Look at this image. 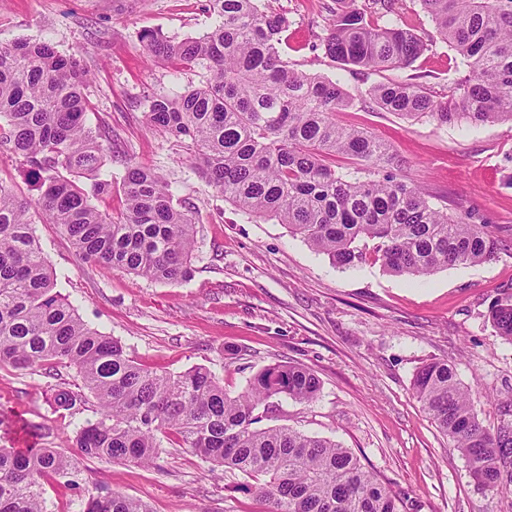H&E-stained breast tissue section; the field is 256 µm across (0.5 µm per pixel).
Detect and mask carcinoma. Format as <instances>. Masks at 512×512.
<instances>
[{
    "instance_id": "obj_1",
    "label": "carcinoma",
    "mask_w": 512,
    "mask_h": 512,
    "mask_svg": "<svg viewBox=\"0 0 512 512\" xmlns=\"http://www.w3.org/2000/svg\"><path fill=\"white\" fill-rule=\"evenodd\" d=\"M213 17L200 37L169 39L145 29L140 41L154 58L203 71L199 86L151 101L147 117L188 143L197 171L237 209L274 218L333 263L362 259L373 242L392 273L425 277L448 266L499 257L503 241L490 224L434 208L422 190L387 171L391 146L362 129L336 124L353 98L339 82L288 67L279 54L283 13L260 0H207ZM395 0H336L324 54L362 74L412 66L427 44L388 19ZM440 36L459 54L466 76L444 99L411 80L376 84L366 95L381 110L441 125L512 123V0H419ZM374 13L383 23L373 24ZM88 71L74 54L46 40L0 45V147L23 157L35 201L0 181V365L73 368L95 398L96 417L78 425L75 448L86 459L151 464L160 437L245 477L238 490L268 502V512H399L396 497L356 456L335 442L290 427L258 429L280 396L310 403L316 375L276 363L256 372L231 396L210 370L176 375L147 370L121 342L88 327L55 290L56 274L33 232L35 219L59 226L84 262L148 279L178 283L194 272L195 207L175 198L154 170L130 166L121 189L124 210L104 214L90 197L112 191L100 135L87 125ZM355 161L336 170V156ZM83 177L89 187L79 185ZM497 335L512 343V299L489 307ZM413 393L465 458L481 488L512 484V410L490 429L474 410V394L452 365L432 359L417 371ZM54 403L72 410L83 396L59 388ZM0 448V512H51L41 492L47 478L81 489L75 459L38 443ZM82 512H149L114 491L90 493Z\"/></svg>"
}]
</instances>
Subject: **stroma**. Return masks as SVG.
<instances>
[{"mask_svg":"<svg viewBox=\"0 0 512 512\" xmlns=\"http://www.w3.org/2000/svg\"><path fill=\"white\" fill-rule=\"evenodd\" d=\"M205 0H0V44L50 41L81 58L91 74L87 123L112 137L110 193L92 198L103 213L124 208L121 181L131 165L171 182L199 212L192 263L182 283L157 282L82 262L54 224L33 226L57 274L56 288L92 329L118 338L142 367L179 373L212 371L226 392H242L258 370L275 363L310 369L320 380L316 401L275 402L261 427L287 426L348 448L402 498L401 512H512V491L478 489L458 449L440 433L413 394L418 368L433 358L454 364L467 388L480 390L475 411L496 426L512 405V343L489 319L498 298L512 296V124L437 125L362 102L369 86L415 79L445 97L467 73L438 35L419 0H401L396 20L427 43L409 68L366 76L327 57L335 0H261L287 13L279 52L291 68L340 82L352 97L338 112L343 127L363 128L391 144L393 173L419 185L449 215L500 227L509 249L496 261L443 268L424 278L390 273L372 249L351 267L332 264L277 221L246 218L194 169L185 145L151 125L152 99L200 82L198 70L149 59L139 33L199 37L211 24ZM40 427L51 448L73 445L92 410L55 408L41 373L0 366V411ZM81 486L117 491L151 512H266L265 501L237 491L243 477L216 476L211 465L174 438L159 459L136 466L106 459L80 463Z\"/></svg>","mask_w":512,"mask_h":512,"instance_id":"stroma-1","label":"stroma"}]
</instances>
